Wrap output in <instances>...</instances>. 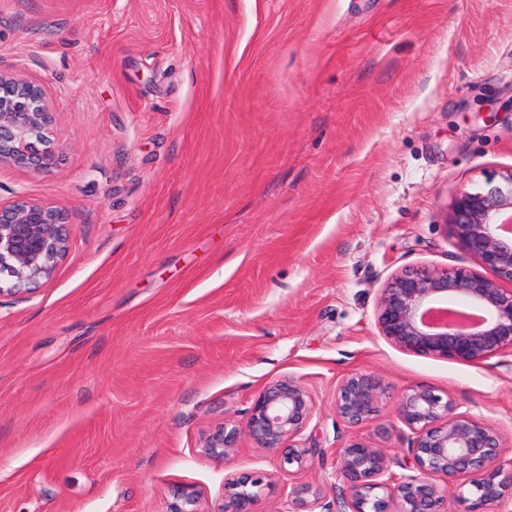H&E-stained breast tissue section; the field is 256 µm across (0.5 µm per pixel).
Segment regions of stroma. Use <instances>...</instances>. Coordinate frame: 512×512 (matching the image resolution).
<instances>
[{
  "instance_id": "35a3bbf8",
  "label": "stroma",
  "mask_w": 512,
  "mask_h": 512,
  "mask_svg": "<svg viewBox=\"0 0 512 512\" xmlns=\"http://www.w3.org/2000/svg\"><path fill=\"white\" fill-rule=\"evenodd\" d=\"M0 68L41 79L58 168H0V198L64 211L54 278L0 297V512H210L234 473L259 512L346 492L338 383L449 394L502 434L512 366L381 336L379 293L419 267H475L453 194L512 167V0H0ZM298 380L320 457L281 472L241 437L264 386ZM391 401L360 430L407 456ZM166 512H207L202 509L200 493L189 485H176L171 490V500Z\"/></svg>"
}]
</instances>
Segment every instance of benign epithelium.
Returning <instances> with one entry per match:
<instances>
[{
	"mask_svg": "<svg viewBox=\"0 0 512 512\" xmlns=\"http://www.w3.org/2000/svg\"><path fill=\"white\" fill-rule=\"evenodd\" d=\"M54 112L47 88L21 71L0 69V167L35 173L53 171L58 154L48 132ZM445 223L482 271L467 267H421L397 276L382 289L378 325L390 343L421 356L452 358L479 365L512 358V168L485 184L461 188L452 197ZM70 243L67 215L25 195L0 199V296L34 291L49 282ZM389 391L378 375L357 371L336 388V416L352 429L380 412ZM409 430L407 451L415 475H398V460L387 449L353 435L339 449V474L347 493L333 504L309 489L293 490V512H443L444 501L460 495L466 476L476 496L471 512L512 503V480L498 479L505 453L499 431L453 398L426 386H410L395 404ZM314 415L309 391L292 377L269 382L247 420H227L204 438L205 454L224 460L248 435L266 451H282L281 470L303 471L315 449L298 441ZM272 480L234 474L224 480L222 503L212 512H257ZM166 512H204L200 493L176 485Z\"/></svg>",
	"mask_w": 512,
	"mask_h": 512,
	"instance_id": "7a95c632",
	"label": "benign epithelium"
}]
</instances>
